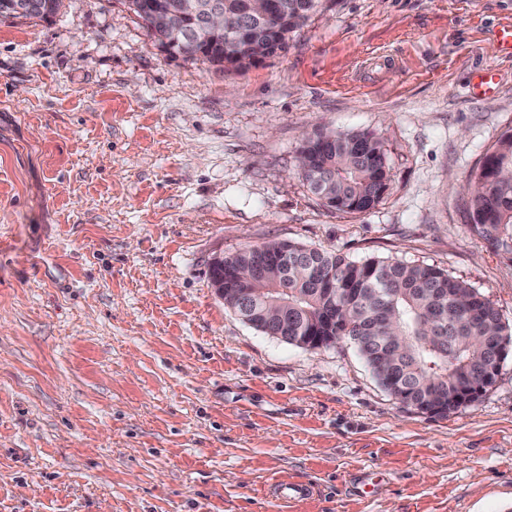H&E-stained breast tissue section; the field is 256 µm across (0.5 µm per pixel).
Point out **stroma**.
<instances>
[{
	"label": "stroma",
	"instance_id": "stroma-1",
	"mask_svg": "<svg viewBox=\"0 0 512 512\" xmlns=\"http://www.w3.org/2000/svg\"><path fill=\"white\" fill-rule=\"evenodd\" d=\"M508 26L512 0H330L235 71L162 52L125 0L0 18V512H512V353L429 416L349 341L265 335L209 278L288 240L440 267L512 325V252L464 211L512 130ZM324 127L380 135L374 209L307 190ZM278 484L315 493L283 508Z\"/></svg>",
	"mask_w": 512,
	"mask_h": 512
}]
</instances>
